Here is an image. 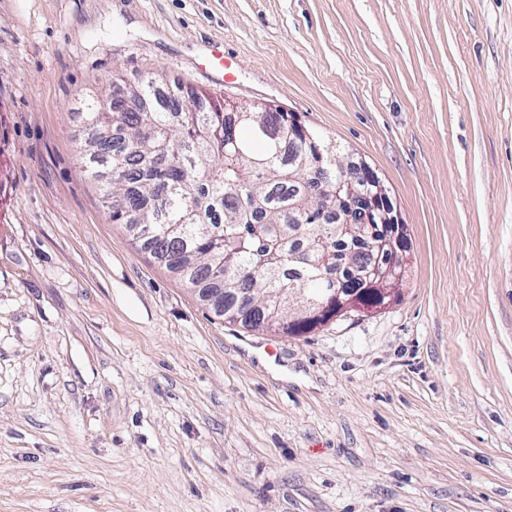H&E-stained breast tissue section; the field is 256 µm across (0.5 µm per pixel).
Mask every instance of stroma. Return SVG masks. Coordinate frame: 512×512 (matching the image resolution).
I'll use <instances>...</instances> for the list:
<instances>
[{
    "instance_id": "1",
    "label": "stroma",
    "mask_w": 512,
    "mask_h": 512,
    "mask_svg": "<svg viewBox=\"0 0 512 512\" xmlns=\"http://www.w3.org/2000/svg\"><path fill=\"white\" fill-rule=\"evenodd\" d=\"M150 73L366 161L397 301L249 330L134 244L81 112ZM0 512H512V0H0Z\"/></svg>"
}]
</instances>
